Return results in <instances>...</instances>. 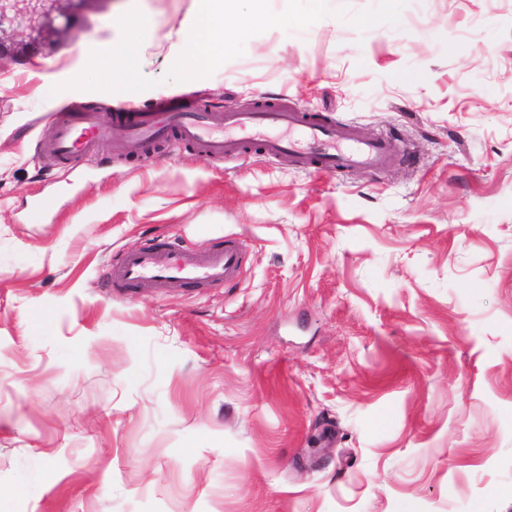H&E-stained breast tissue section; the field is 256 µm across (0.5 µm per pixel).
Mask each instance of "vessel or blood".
<instances>
[{
    "mask_svg": "<svg viewBox=\"0 0 512 512\" xmlns=\"http://www.w3.org/2000/svg\"><path fill=\"white\" fill-rule=\"evenodd\" d=\"M116 127L124 131L131 150L172 139L196 145L206 155L230 159L252 147L321 175L354 167L381 168L395 154L388 139L362 141L350 125L314 118L281 99L224 114L174 107L153 114L116 112L106 122L82 113L60 122L45 152L62 162L78 161ZM257 129L261 137L247 138V131ZM243 264L244 244L236 238L224 239L203 252L176 239L150 240L114 258L105 276L115 289L202 288L239 280Z\"/></svg>",
    "mask_w": 512,
    "mask_h": 512,
    "instance_id": "1",
    "label": "vessel or blood"
}]
</instances>
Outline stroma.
Listing matches in <instances>:
<instances>
[{
    "instance_id": "stroma-1",
    "label": "stroma",
    "mask_w": 512,
    "mask_h": 512,
    "mask_svg": "<svg viewBox=\"0 0 512 512\" xmlns=\"http://www.w3.org/2000/svg\"><path fill=\"white\" fill-rule=\"evenodd\" d=\"M195 11L62 0L0 53V512H512V0H245L171 69ZM282 95L395 160L41 151L67 112ZM155 235L241 239V280L107 288Z\"/></svg>"
}]
</instances>
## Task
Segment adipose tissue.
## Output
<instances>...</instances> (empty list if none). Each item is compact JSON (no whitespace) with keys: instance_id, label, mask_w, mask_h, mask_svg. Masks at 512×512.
Here are the masks:
<instances>
[{"instance_id":"obj_1","label":"adipose tissue","mask_w":512,"mask_h":512,"mask_svg":"<svg viewBox=\"0 0 512 512\" xmlns=\"http://www.w3.org/2000/svg\"><path fill=\"white\" fill-rule=\"evenodd\" d=\"M198 7L193 27L190 31H176L178 41L187 42L188 53L172 56L174 65H182L187 60L205 63L223 56L228 50L231 39L224 26V16L233 0H196Z\"/></svg>"}]
</instances>
